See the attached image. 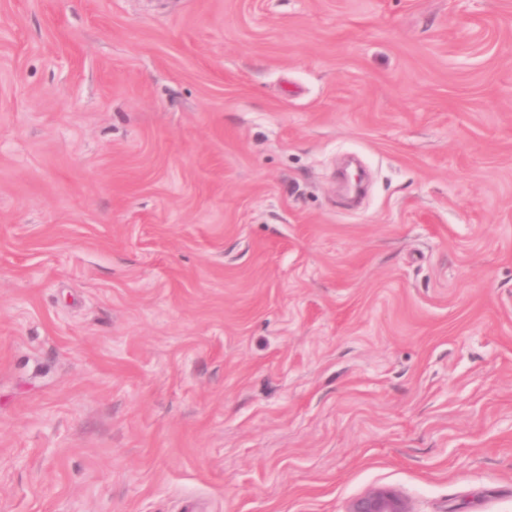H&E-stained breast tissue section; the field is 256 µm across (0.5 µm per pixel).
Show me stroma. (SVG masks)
Listing matches in <instances>:
<instances>
[{
	"mask_svg": "<svg viewBox=\"0 0 512 512\" xmlns=\"http://www.w3.org/2000/svg\"><path fill=\"white\" fill-rule=\"evenodd\" d=\"M512 512V0H0V512ZM347 512H411L397 493L387 488H376L353 501Z\"/></svg>",
	"mask_w": 512,
	"mask_h": 512,
	"instance_id": "1",
	"label": "stroma"
}]
</instances>
